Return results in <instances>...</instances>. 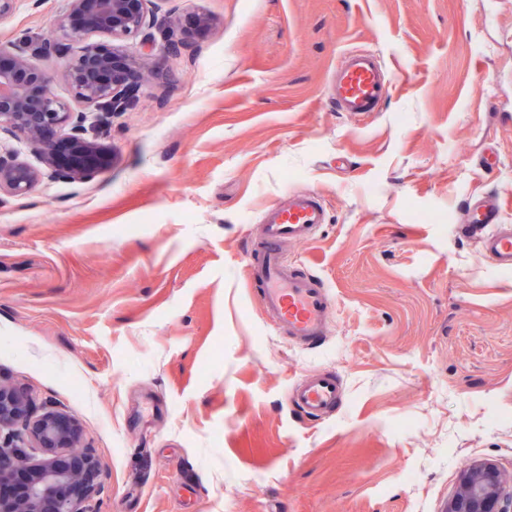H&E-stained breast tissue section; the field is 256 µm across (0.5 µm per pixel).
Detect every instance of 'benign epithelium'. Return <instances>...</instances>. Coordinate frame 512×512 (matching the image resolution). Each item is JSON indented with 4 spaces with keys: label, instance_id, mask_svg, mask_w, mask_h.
Segmentation results:
<instances>
[{
    "label": "benign epithelium",
    "instance_id": "benign-epithelium-1",
    "mask_svg": "<svg viewBox=\"0 0 512 512\" xmlns=\"http://www.w3.org/2000/svg\"><path fill=\"white\" fill-rule=\"evenodd\" d=\"M148 2L68 0L57 27L65 41L83 43L64 71L74 106L52 94L51 78L33 63L26 37L0 48V135L25 141L39 161L34 166L0 154V192L21 197L45 174L81 181L102 170L111 148L88 113L132 108L146 73H159L124 49L146 28ZM92 35L110 37L112 49L101 50ZM17 471L26 472V481L14 498L0 497V512H100V468L82 444L78 422L54 409L33 417L28 391L0 382V483ZM445 512H512L502 471L490 462L467 467Z\"/></svg>",
    "mask_w": 512,
    "mask_h": 512
}]
</instances>
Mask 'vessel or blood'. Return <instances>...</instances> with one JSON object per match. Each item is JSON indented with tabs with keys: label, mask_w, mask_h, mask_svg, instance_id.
I'll list each match as a JSON object with an SVG mask.
<instances>
[{
	"label": "vessel or blood",
	"mask_w": 512,
	"mask_h": 512,
	"mask_svg": "<svg viewBox=\"0 0 512 512\" xmlns=\"http://www.w3.org/2000/svg\"><path fill=\"white\" fill-rule=\"evenodd\" d=\"M391 87L380 58L367 50L347 53L336 68L331 100L337 111L363 116L379 111ZM327 221L320 196L289 192L287 202L268 204L262 229L246 251L250 277L258 284L257 302L278 333L297 345L323 344L333 325V298L324 281L302 273L284 255L287 244L312 238ZM455 231L502 271H512V224L501 221V202L485 194L471 197L461 209ZM343 388L331 373L305 374L291 389L290 406L316 419L335 412Z\"/></svg>",
	"instance_id": "b4317fda"
}]
</instances>
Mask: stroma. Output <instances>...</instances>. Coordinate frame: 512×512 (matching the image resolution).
<instances>
[{
	"label": "stroma",
	"mask_w": 512,
	"mask_h": 512,
	"mask_svg": "<svg viewBox=\"0 0 512 512\" xmlns=\"http://www.w3.org/2000/svg\"><path fill=\"white\" fill-rule=\"evenodd\" d=\"M68 0H12L0 47L55 40ZM156 61L101 116L112 163L0 195V381L76 418L101 512H444L463 469L512 493V272L453 230L512 224V0H151ZM212 24L162 48L195 14ZM377 53L380 111H336L341 56ZM328 222L286 259L335 301L309 350L267 323L245 251L267 204ZM344 402L309 421L313 371ZM454 230L502 271H512V224L501 223V202L495 195L471 197L461 209ZM343 400V388L336 375L321 371L305 374L291 389L290 406L316 419L335 412Z\"/></svg>",
	"instance_id": "35a3bbf8"
}]
</instances>
